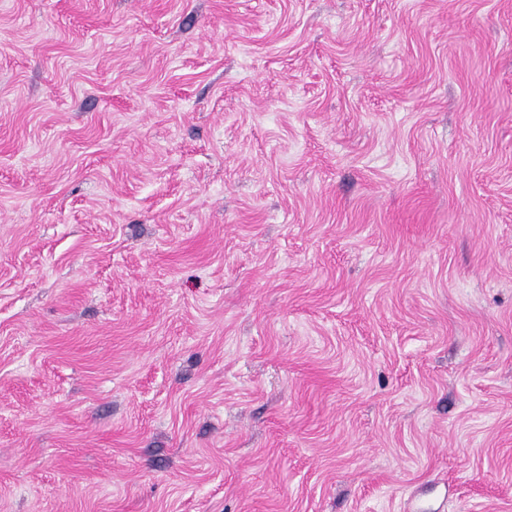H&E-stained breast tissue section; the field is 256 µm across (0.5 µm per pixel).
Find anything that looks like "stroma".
<instances>
[{
	"label": "stroma",
	"instance_id": "stroma-1",
	"mask_svg": "<svg viewBox=\"0 0 512 512\" xmlns=\"http://www.w3.org/2000/svg\"><path fill=\"white\" fill-rule=\"evenodd\" d=\"M0 512H512V0H0Z\"/></svg>",
	"mask_w": 512,
	"mask_h": 512
}]
</instances>
